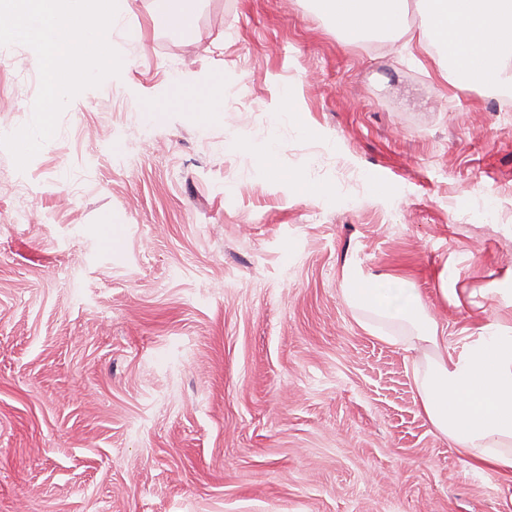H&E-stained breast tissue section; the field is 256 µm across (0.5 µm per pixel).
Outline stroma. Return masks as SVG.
<instances>
[{
    "label": "stroma",
    "mask_w": 512,
    "mask_h": 512,
    "mask_svg": "<svg viewBox=\"0 0 512 512\" xmlns=\"http://www.w3.org/2000/svg\"><path fill=\"white\" fill-rule=\"evenodd\" d=\"M164 10L133 0L124 82L25 169L0 148V512H512L341 294L354 263L409 278L451 346L512 326L488 294L512 268L501 96L404 39L346 44L308 0H199L182 33ZM38 89L17 46L0 131Z\"/></svg>",
    "instance_id": "35a3bbf8"
}]
</instances>
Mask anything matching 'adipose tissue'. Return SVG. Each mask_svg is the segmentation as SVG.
Here are the masks:
<instances>
[{
    "mask_svg": "<svg viewBox=\"0 0 512 512\" xmlns=\"http://www.w3.org/2000/svg\"><path fill=\"white\" fill-rule=\"evenodd\" d=\"M408 0H312L348 42L405 35L438 55L441 80L458 88L512 89V0H428L416 28ZM342 296L359 326L414 353L420 410L456 451L512 472V327L478 326L462 348L449 346L417 288L403 279L347 266Z\"/></svg>",
    "mask_w": 512,
    "mask_h": 512,
    "instance_id": "ef3b65f1",
    "label": "adipose tissue"
}]
</instances>
